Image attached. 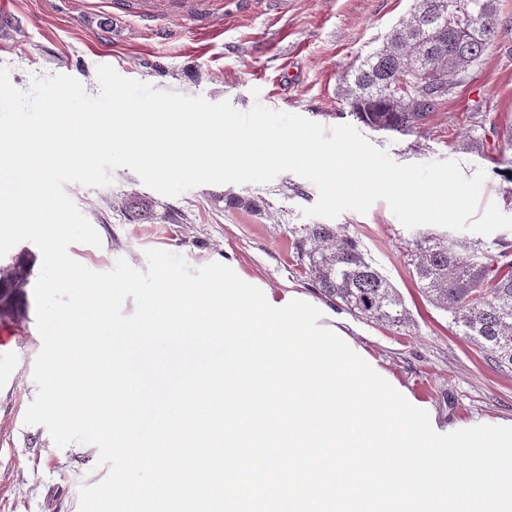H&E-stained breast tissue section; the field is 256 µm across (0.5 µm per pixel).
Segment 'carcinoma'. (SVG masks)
Masks as SVG:
<instances>
[{"mask_svg": "<svg viewBox=\"0 0 512 512\" xmlns=\"http://www.w3.org/2000/svg\"><path fill=\"white\" fill-rule=\"evenodd\" d=\"M440 0H415L410 17L367 55L347 86L345 103L363 124L377 131L410 133L429 122L452 89L451 78L476 66L494 45L500 25L496 0H467L473 20L464 28L443 19ZM422 74L429 89L409 100L388 98L401 77ZM475 244L466 255L446 233L425 231L412 240V277L422 296L448 313L497 372L512 375V263ZM300 261L321 293L355 316L402 329L411 313L397 288L372 264L357 242L329 224H307L297 240ZM32 261L21 254L0 273V318L28 305L26 286Z\"/></svg>", "mask_w": 512, "mask_h": 512, "instance_id": "carcinoma-1", "label": "carcinoma"}]
</instances>
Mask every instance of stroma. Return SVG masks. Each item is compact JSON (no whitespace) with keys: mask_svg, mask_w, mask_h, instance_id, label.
I'll return each mask as SVG.
<instances>
[{"mask_svg":"<svg viewBox=\"0 0 512 512\" xmlns=\"http://www.w3.org/2000/svg\"><path fill=\"white\" fill-rule=\"evenodd\" d=\"M12 0L16 21L0 35V65L12 84L63 74L98 89L97 68L160 90L230 101L238 110L261 103L331 128L357 125L375 147L401 164L465 161V177L484 170L481 205L512 215V0H499L501 27L494 46L468 74L454 78L448 101L414 133L379 132L357 124L343 100L344 78L381 46L413 0H208L203 15L147 17L140 0ZM259 96H252V88ZM67 195L100 236V246L76 243L69 251L95 272L123 258L146 270L145 252L161 249L192 268L231 255L249 278L280 290H319L303 268L295 232L307 224L302 208L314 205V183L291 172L267 183L204 184L167 197L130 169L114 171L104 187L77 183ZM150 206L152 221L132 217L126 202ZM251 200L254 213L242 208ZM401 292L409 326L389 329L354 318L355 338L378 365L434 409L440 423L467 426L512 418V375L495 372L464 339L450 315L430 305L410 274L408 250L415 230L404 227L387 202L367 213L346 211L335 220ZM0 512H79V489L101 481L91 445L57 447L48 430L29 425L36 396L34 362L42 349L36 308L0 320Z\"/></svg>","mask_w":512,"mask_h":512,"instance_id":"stroma-1","label":"stroma"}]
</instances>
